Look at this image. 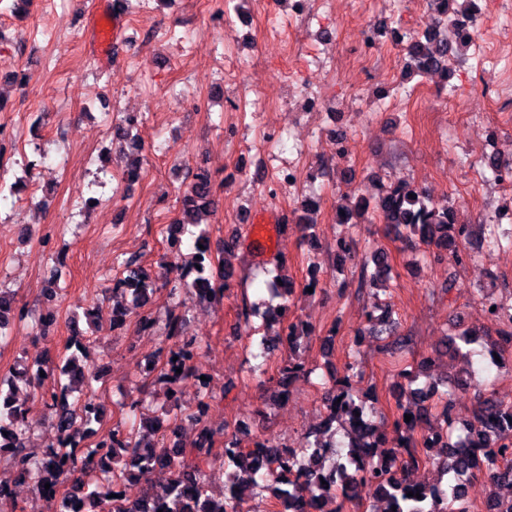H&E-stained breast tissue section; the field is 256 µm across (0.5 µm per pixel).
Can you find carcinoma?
<instances>
[{"mask_svg": "<svg viewBox=\"0 0 512 512\" xmlns=\"http://www.w3.org/2000/svg\"><path fill=\"white\" fill-rule=\"evenodd\" d=\"M469 0H429L433 20L423 39L414 40L407 47L412 72L423 76L438 73L448 78L446 57L448 41L440 38L441 21L449 20L459 45L468 46L477 34L478 12L459 6ZM213 186L208 174L201 172L184 197L181 218L174 221L182 236L194 239L193 256L181 269L178 278L171 281L169 295L189 291L201 300L224 296V277L216 284L211 274L212 257L201 259L207 250L203 232L197 231L199 215L210 209ZM370 208V201L351 192L346 204L339 207L341 224L362 218ZM385 224L394 225L407 239L433 249L437 261L448 258V252H460L461 242L469 230L456 226L453 209L435 207L427 194L408 184L394 185L376 203ZM373 267L363 269L362 280L368 286L385 278L389 265L380 257L372 258ZM122 276L112 279V291L123 299L113 309L110 328L122 325L131 314L138 316L144 330L163 326L166 336L175 340L163 356L156 382L174 394L189 378L200 381L196 404L185 413L202 425L193 447L177 443H162L146 430L166 428L175 430L177 418L163 422L157 418L143 423V429L117 423L103 434L94 445H83L89 435H98L95 426L106 417V409L95 401L92 382L96 372L80 361L85 343L83 337L70 338L66 350L69 355L54 367L36 360L13 378L0 379V448L9 449L12 470L20 471L40 494L45 484L54 491L46 500L48 512H247L243 503L268 492L275 498L276 512H320L324 499L337 496L355 507L363 504L362 493L374 492L373 499L386 503L385 512H470L465 494L458 484L477 475L487 476L493 488L512 489V402L493 398L478 399L472 419L466 429H459L452 419L454 392L441 391L435 384L416 385L414 371H425L431 360L422 358L416 370H403L405 380L396 399L397 413L392 434L382 432L374 418L380 414L377 398L361 394L356 388L362 378L357 359L349 357L340 376L323 382L326 388L324 416L319 427L308 432L298 448H287L273 437L254 442L251 448H241L236 436H227L224 443V469L216 471L212 460L213 436L203 425L205 411L210 407L207 382L196 371L195 360L202 350L197 339H183L185 315L174 309L160 317L144 309L146 300L154 292L151 272L135 259L122 263ZM268 281L269 298L262 301L268 324H276L278 332L263 337V349L275 351L288 346V355L281 358L272 374L259 365L254 368L258 377L268 384H276L277 395H288V385L295 379L310 378L313 369L298 355L309 338V329L300 319L286 321L293 295L292 283L282 274L280 266L273 269ZM482 304L489 309V318L496 326L498 341L512 347V304L491 296H483ZM27 314L16 311L14 296L0 290V344L7 341L15 319ZM288 329H283V322ZM472 332L464 331L449 339L447 351L459 354L471 345ZM182 369L176 373V369ZM45 376H40V373ZM53 380L50 388H43L45 379ZM443 403L442 422L437 435L446 442L441 459L437 461L440 474L447 477L446 487L438 484L416 485L408 482L409 468L422 461L414 444V435L431 415V402ZM39 401L51 411L56 429V443L41 454L29 451L25 439L30 433L29 403ZM411 415L405 421V415ZM350 428L346 450L336 449L325 439L333 424ZM159 469L168 473L165 483L145 489L144 495L132 500L120 487L141 471ZM225 477L224 497L208 494L209 484L217 475ZM413 496H407V493ZM421 498H416V495Z\"/></svg>", "mask_w": 512, "mask_h": 512, "instance_id": "cac0c4a2", "label": "carcinoma"}]
</instances>
